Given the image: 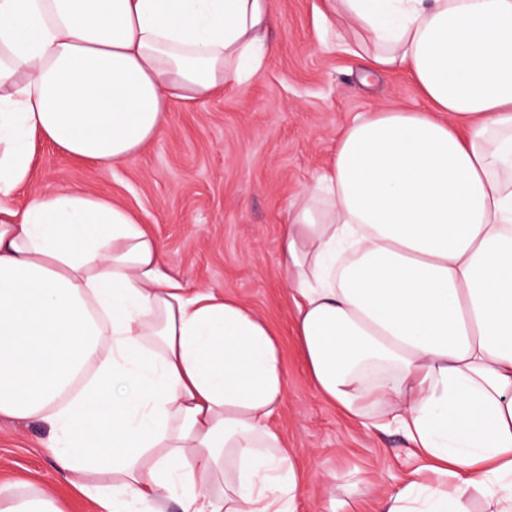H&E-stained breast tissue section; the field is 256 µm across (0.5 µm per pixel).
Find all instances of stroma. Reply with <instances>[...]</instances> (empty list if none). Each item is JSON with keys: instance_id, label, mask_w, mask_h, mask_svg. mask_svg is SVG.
Masks as SVG:
<instances>
[{"instance_id": "stroma-1", "label": "stroma", "mask_w": 512, "mask_h": 512, "mask_svg": "<svg viewBox=\"0 0 512 512\" xmlns=\"http://www.w3.org/2000/svg\"><path fill=\"white\" fill-rule=\"evenodd\" d=\"M318 0H271L269 52L259 74L214 97L175 104L165 132L134 157L101 169L35 139L29 181L11 198L22 209L61 187L133 212L165 247L185 288L237 299L277 335L287 388L269 421L309 476L297 512H378L417 462L398 432L366 430L311 381L294 336L295 305L279 247L288 210L327 166L341 130L377 108H424L401 73H367L337 44ZM47 427L0 417V486L53 492L62 512H101L65 483Z\"/></svg>"}]
</instances>
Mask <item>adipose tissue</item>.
Masks as SVG:
<instances>
[{"label": "adipose tissue", "instance_id": "1", "mask_svg": "<svg viewBox=\"0 0 512 512\" xmlns=\"http://www.w3.org/2000/svg\"><path fill=\"white\" fill-rule=\"evenodd\" d=\"M370 71L427 110L356 115L288 215L280 263L312 382L396 429L412 475L383 512H512V0H321ZM270 0H0V416L45 424L104 512H296L305 478L269 418L287 387L268 323L189 290L110 200L25 211L34 137L107 167L177 103L257 73ZM223 481L222 496L209 492ZM0 512H61L0 488Z\"/></svg>", "mask_w": 512, "mask_h": 512}]
</instances>
